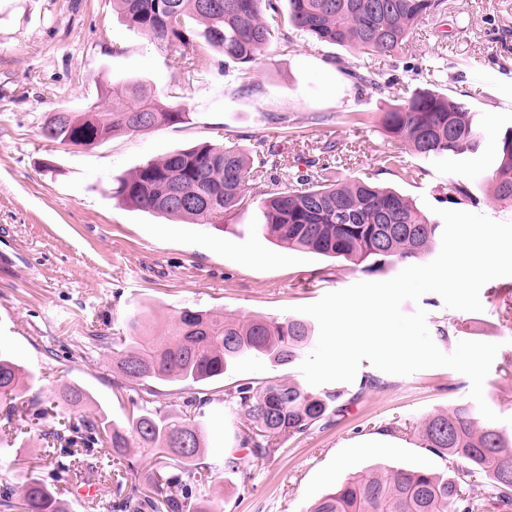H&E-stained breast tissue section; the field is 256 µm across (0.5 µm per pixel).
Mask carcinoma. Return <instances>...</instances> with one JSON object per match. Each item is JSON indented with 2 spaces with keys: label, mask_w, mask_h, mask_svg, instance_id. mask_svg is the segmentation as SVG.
I'll use <instances>...</instances> for the list:
<instances>
[{
  "label": "carcinoma",
  "mask_w": 512,
  "mask_h": 512,
  "mask_svg": "<svg viewBox=\"0 0 512 512\" xmlns=\"http://www.w3.org/2000/svg\"><path fill=\"white\" fill-rule=\"evenodd\" d=\"M112 7L160 51H174L172 68L185 83L206 48L237 64L240 88L254 86V73L264 52L272 46L290 47L288 36L271 27L275 0H112ZM445 0H288V18L305 34L368 58L399 53L419 21L442 12ZM204 25L198 40L183 25L187 14ZM331 62L355 84H370L383 93L392 89L353 69L340 58ZM116 106L89 105L83 112L54 113L41 127L42 136L61 144L83 146L93 137L101 143L118 133L135 134L186 122V104L178 94L168 103L136 80H118L111 91ZM477 113L461 102L429 89H415L402 103L380 116L381 127L425 160L455 159L479 147ZM330 161L306 174L296 184L258 201L264 222L251 224L257 233L290 247L329 258L343 259L370 274L386 266L426 260L441 244L443 224L420 211L394 190L348 179L337 165L333 147ZM382 162L402 179L416 172L400 156L390 153ZM283 164L280 153L260 146L255 153L218 144L176 150L140 165L119 181L116 195L141 211L190 218L196 224L222 220L246 205L249 181L267 168ZM493 197L512 204V130L499 145V162L491 176ZM146 318L135 313L131 335L112 344V363L135 384L149 381L182 383L187 387L220 377L236 362L262 358L274 368L292 367L314 347L315 327L303 317H266L243 320L232 314L212 315L182 309L168 335L146 334ZM22 368L0 350V397L13 400L22 383ZM382 386L366 375L353 395L340 388L317 390L293 379L270 377L239 383L224 390V404L251 424L252 448L231 452L222 463H201L205 453L203 424L185 410L142 409L126 425H99L84 420L62 424L47 433L64 447L99 446L98 453L119 466L135 447L143 460L165 459L151 472L146 492L122 494V483L112 502L113 512H224V499L201 500L197 491L203 470L246 473L270 451L274 438L304 434L344 410L367 391ZM424 448L448 461L463 459L484 473L490 483L461 490L460 474L396 469L356 473L336 490L321 496L306 512H484L497 498L512 507V438L491 421L475 416L459 402L446 411L428 415L419 427ZM186 439L188 446L180 447ZM0 487V507L21 512H66L53 490L40 478L29 477L17 487Z\"/></svg>",
  "instance_id": "carcinoma-1"
}]
</instances>
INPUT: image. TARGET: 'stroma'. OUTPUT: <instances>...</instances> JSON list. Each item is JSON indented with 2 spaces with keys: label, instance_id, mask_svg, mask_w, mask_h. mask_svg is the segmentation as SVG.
<instances>
[{
  "label": "stroma",
  "instance_id": "35a3bbf8",
  "mask_svg": "<svg viewBox=\"0 0 512 512\" xmlns=\"http://www.w3.org/2000/svg\"><path fill=\"white\" fill-rule=\"evenodd\" d=\"M444 13L419 22L408 51L363 62L352 51L299 33L278 0L276 20L293 50L265 53L251 92L224 71V58L206 52L186 94V123L136 134L121 133L92 148L61 145L41 135L54 112L110 102L112 82L137 79L150 89L172 90L170 56L156 50L112 10V0H0V347L25 370L23 403L51 405L59 390L79 385L88 403L59 406L71 421L109 417L120 424L140 407L181 409L193 398L203 411L206 457L242 450L247 419L224 407V391L275 375L301 378L298 367L277 370L246 360L201 387L130 384L112 364V340L129 333L130 317L144 312L154 335L164 334L179 311L196 308L286 318L291 308L367 280L352 264L289 249L248 232L262 220L257 199L292 186L288 168L252 181V204L226 223L196 224L153 215L113 198L116 178L168 152L199 144L259 141L277 146L307 170L334 145L343 172L407 196L419 209L432 206L512 221V205L494 200L490 177L499 143L512 126V0H446ZM369 65L376 81L414 90L428 87L479 113L477 153L429 162L387 137L379 126L392 97L354 85L331 57ZM434 73H427L425 65ZM360 113L362 122L351 121ZM401 156L417 175L400 179L380 162ZM466 187L471 198L457 201ZM482 311L446 308L425 294L404 302L423 308L429 330L450 328L438 348L452 352L462 340L498 344L484 382L488 406L512 433V277L486 283ZM359 375L384 386L367 392L340 415L302 435H281L276 452L245 474L205 472L201 495L220 493L224 512H306L351 473L373 467L442 471L445 460L422 448L417 425L428 414L469 401L471 381L439 367L398 376L362 362ZM44 424L13 418L5 431L16 453L0 455V478L18 484L29 476L52 481L67 512H112V467L104 465L93 498L77 497L72 482L53 481Z\"/></svg>",
  "mask_w": 512,
  "mask_h": 512
}]
</instances>
